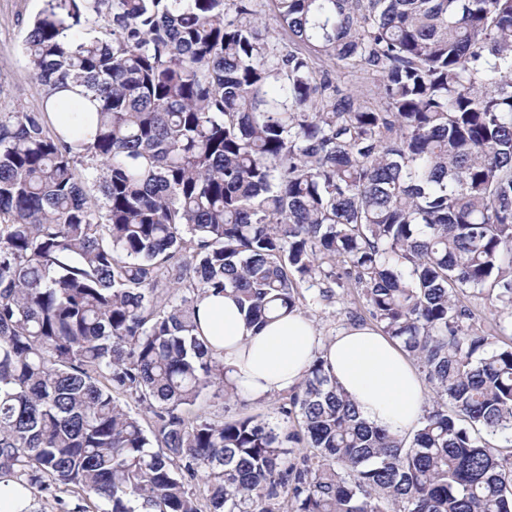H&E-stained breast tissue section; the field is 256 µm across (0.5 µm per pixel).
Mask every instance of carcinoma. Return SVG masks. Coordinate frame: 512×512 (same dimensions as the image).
Masks as SVG:
<instances>
[{
	"instance_id": "obj_1",
	"label": "carcinoma",
	"mask_w": 512,
	"mask_h": 512,
	"mask_svg": "<svg viewBox=\"0 0 512 512\" xmlns=\"http://www.w3.org/2000/svg\"><path fill=\"white\" fill-rule=\"evenodd\" d=\"M23 51L44 95L0 109V483L57 512H512L488 440L512 436V0H45ZM304 284L358 288L416 361L414 432L321 359L280 407L299 433L195 412L237 395L198 301L260 327Z\"/></svg>"
}]
</instances>
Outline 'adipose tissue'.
Here are the masks:
<instances>
[{
	"mask_svg": "<svg viewBox=\"0 0 512 512\" xmlns=\"http://www.w3.org/2000/svg\"><path fill=\"white\" fill-rule=\"evenodd\" d=\"M196 319L237 392L264 399L288 392L305 378L314 358L370 423L395 435L418 427L427 400L419 371L400 345L370 324H352L322 340L300 311L279 312L262 328L247 326L235 299L204 296Z\"/></svg>",
	"mask_w": 512,
	"mask_h": 512,
	"instance_id": "1",
	"label": "adipose tissue"
}]
</instances>
